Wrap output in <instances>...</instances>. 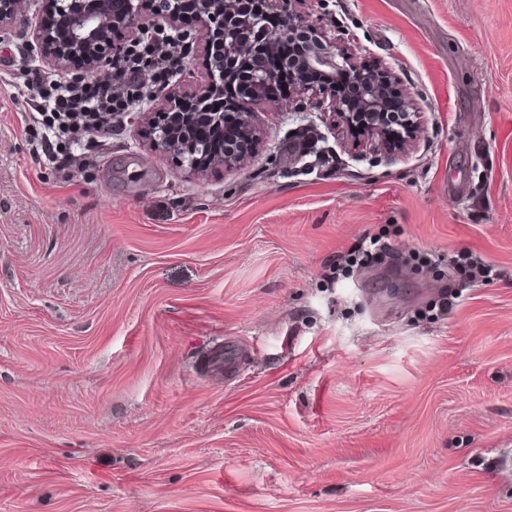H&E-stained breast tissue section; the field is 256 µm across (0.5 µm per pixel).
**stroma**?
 Listing matches in <instances>:
<instances>
[{"mask_svg":"<svg viewBox=\"0 0 512 512\" xmlns=\"http://www.w3.org/2000/svg\"><path fill=\"white\" fill-rule=\"evenodd\" d=\"M416 145L270 107L187 175L131 113L57 173L0 58V512H512V0H308ZM317 153H309V145ZM369 236L388 251L332 273ZM471 251L496 279L468 282Z\"/></svg>","mask_w":512,"mask_h":512,"instance_id":"35a3bbf8","label":"stroma"}]
</instances>
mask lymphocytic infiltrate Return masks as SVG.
Wrapping results in <instances>:
<instances>
[{
    "instance_id": "1",
    "label": "lymphocytic infiltrate",
    "mask_w": 512,
    "mask_h": 512,
    "mask_svg": "<svg viewBox=\"0 0 512 512\" xmlns=\"http://www.w3.org/2000/svg\"><path fill=\"white\" fill-rule=\"evenodd\" d=\"M183 59L173 36L149 30L128 46L121 61L124 80L118 85L102 78L51 80L39 70L23 69L18 93L35 107L32 122L44 129L40 145L52 168L72 171L83 165L81 147L109 138L114 120L139 110L155 92L167 88Z\"/></svg>"
}]
</instances>
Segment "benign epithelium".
I'll use <instances>...</instances> for the list:
<instances>
[{"label": "benign epithelium", "mask_w": 512, "mask_h": 512, "mask_svg": "<svg viewBox=\"0 0 512 512\" xmlns=\"http://www.w3.org/2000/svg\"><path fill=\"white\" fill-rule=\"evenodd\" d=\"M304 0H193L202 32V77L191 97L197 111L182 113L181 123L166 116L184 97L168 94L156 112L145 116L142 130L151 151L170 158L190 174L207 166L242 167L259 142L256 114L267 103L288 112L323 113L331 127L346 131L352 157L403 152L421 133L416 104L403 90L391 66L360 61L345 38H327L321 22L299 10ZM188 0H125L123 13L112 10V0H40L37 19L28 16L26 0H0V37L16 29L31 31L33 48L49 70L64 74L78 58L82 76L118 79L122 43L109 39L108 30L119 24L133 39L147 29L146 13L160 27L183 38L182 9ZM305 36L301 50L283 56L279 67L264 68L257 60L277 55L285 43ZM293 76L294 91L284 101L272 100L268 88L282 73ZM353 81L358 94L349 95L342 83ZM236 109L238 130L249 138L240 151L224 143V111L218 100Z\"/></svg>", "instance_id": "1"}]
</instances>
